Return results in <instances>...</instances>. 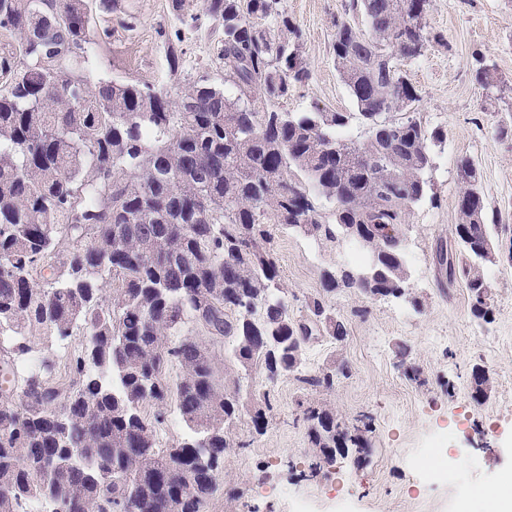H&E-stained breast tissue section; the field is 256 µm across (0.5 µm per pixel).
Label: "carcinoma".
Wrapping results in <instances>:
<instances>
[{
  "label": "carcinoma",
  "instance_id": "cac0c4a2",
  "mask_svg": "<svg viewBox=\"0 0 512 512\" xmlns=\"http://www.w3.org/2000/svg\"><path fill=\"white\" fill-rule=\"evenodd\" d=\"M277 4L201 0L187 21L173 0L179 43L201 16L221 21L218 57L236 88L200 81L174 100L92 83L80 59L58 58L59 45L83 53L91 42L88 0H0V32L16 41L0 57V372L44 337L86 340L68 383L33 370L21 401L0 399V512H206L224 452L248 447L231 441L232 424L246 408L257 434L268 426V393L243 388L241 373L326 388L349 374L346 364L303 374L312 337L345 328L318 298L307 318L293 316L270 223L366 249V266L326 274L325 290L404 293L410 219L443 133L408 114L418 95L398 61L427 49L429 0H347L366 34L336 21V67L366 125L357 141L339 136L347 112L271 108L309 79ZM457 171L455 231L471 263L449 282L464 281L472 315L488 322L492 225L473 161L461 157ZM188 324L223 346L224 373ZM471 386L483 400L493 382L476 367ZM170 399L188 433L161 448L142 407ZM303 420L325 464L365 448L331 408L309 405Z\"/></svg>",
  "mask_w": 512,
  "mask_h": 512
}]
</instances>
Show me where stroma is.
Wrapping results in <instances>:
<instances>
[{"mask_svg": "<svg viewBox=\"0 0 512 512\" xmlns=\"http://www.w3.org/2000/svg\"><path fill=\"white\" fill-rule=\"evenodd\" d=\"M344 4L281 0L300 31L310 79L276 107L351 113L344 134L356 140L363 126L332 49ZM93 18L82 68L95 80L148 83L174 95L201 79L223 85L217 21L202 18L200 30L186 32L187 65L174 76L168 64L176 28L172 0H96ZM426 21L444 45L429 46L400 69L417 91L416 117L442 128L445 139L432 149L431 189L412 214L405 242L409 294L371 299L342 286L325 291L324 275L345 265L349 241L314 243L273 227L293 314L307 317L309 301L318 298L346 328L342 339L319 335L310 342L308 369L345 362L351 372L329 389L295 376L269 381L255 371L246 377L244 386L270 394L269 424L261 436L249 416L234 424L235 445L216 472L219 490L208 512H456L457 486L424 480L414 467L438 440L477 460L463 472L466 483L512 496V262L506 259L512 251V0H430ZM482 67L489 70L485 86L476 78ZM464 156L481 176L488 214L498 226L499 254L483 266L494 310L488 323L472 316L466 288L449 283L435 262L439 246L454 244L457 162ZM413 365L419 377L411 376ZM476 367L494 381L481 403L471 396ZM305 403L330 405L351 426L368 418L365 460L351 452L312 473L316 450L301 420Z\"/></svg>", "mask_w": 512, "mask_h": 512, "instance_id": "stroma-1", "label": "stroma"}]
</instances>
